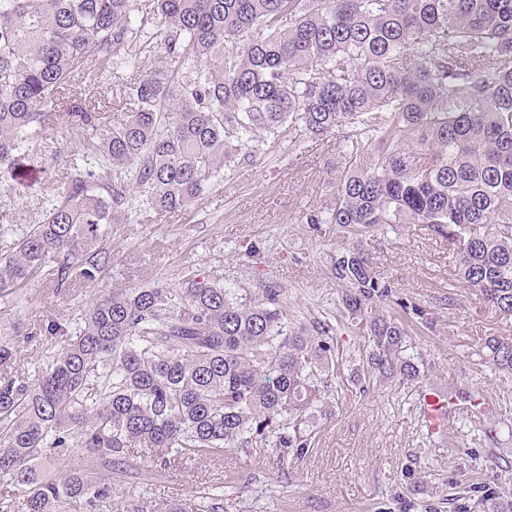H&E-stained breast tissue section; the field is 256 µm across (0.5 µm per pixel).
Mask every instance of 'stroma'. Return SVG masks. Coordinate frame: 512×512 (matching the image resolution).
Wrapping results in <instances>:
<instances>
[{
	"label": "stroma",
	"instance_id": "stroma-1",
	"mask_svg": "<svg viewBox=\"0 0 512 512\" xmlns=\"http://www.w3.org/2000/svg\"><path fill=\"white\" fill-rule=\"evenodd\" d=\"M342 135L300 136L277 152L256 147L250 161L223 169L217 185L191 206L159 213L136 206L112 231V266L96 293L140 286L146 276L175 286L197 271L254 298L276 286L289 327L327 323L336 349L335 390L312 425L303 453L261 443L196 460L162 464L155 449L137 448V477L112 475L114 512H163L204 488H224L223 512H448L467 496L482 468L496 465L500 495L475 512H512V457L501 442L512 429V374L487 367L484 343L512 337V316L485 302L453 275L448 244L421 224L375 230L363 245L374 271L393 283V299L375 314L398 321L407 354L422 358L428 377L399 383L367 373L360 354L364 327L341 318L343 288L331 272L341 240L330 209L344 168ZM40 180H0V254L49 208ZM319 215L316 224L308 215ZM91 302L81 291L55 296L31 282L0 303V342L45 312L80 315ZM451 394L446 430L429 434L419 397L429 386ZM493 402L499 424L488 431L471 402ZM475 449V457L464 449Z\"/></svg>",
	"mask_w": 512,
	"mask_h": 512
}]
</instances>
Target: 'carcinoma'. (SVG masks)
Listing matches in <instances>:
<instances>
[{
	"label": "carcinoma",
	"instance_id": "obj_1",
	"mask_svg": "<svg viewBox=\"0 0 512 512\" xmlns=\"http://www.w3.org/2000/svg\"><path fill=\"white\" fill-rule=\"evenodd\" d=\"M163 65L124 88L126 119L71 99L114 70ZM90 138L65 153L48 133ZM344 134L348 169L331 223L346 239L331 270L345 313L365 322V363L414 380L404 329L368 307L394 295L362 245L386 224H424L448 242L459 281L512 314V0H0V177L26 168L53 205L0 258V302L38 277L59 295L94 289L112 261V225L143 197L190 206L221 170L288 130ZM277 288L241 301L212 280L158 282L94 298L74 322L0 343V370L23 345L33 377H0V512H112L104 467L137 470L132 448L218 456L258 440L307 446L332 391L326 327L288 329ZM512 373V338L484 344ZM77 459L49 474L46 463ZM484 502L497 493L471 484ZM219 488L170 512H220Z\"/></svg>",
	"mask_w": 512,
	"mask_h": 512
}]
</instances>
